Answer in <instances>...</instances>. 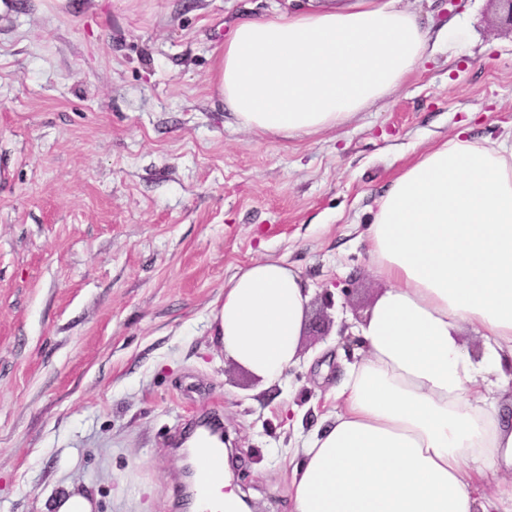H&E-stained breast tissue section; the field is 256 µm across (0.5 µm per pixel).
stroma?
<instances>
[{"label": "stroma", "instance_id": "1", "mask_svg": "<svg viewBox=\"0 0 512 512\" xmlns=\"http://www.w3.org/2000/svg\"><path fill=\"white\" fill-rule=\"evenodd\" d=\"M288 0H0V512H181L176 431L215 412L234 489L291 512L296 447L322 422L387 288L376 202L457 133H512V24L496 0H401L424 59L345 125L303 139L237 125L215 46ZM312 291L299 364L265 385L211 311L253 260Z\"/></svg>", "mask_w": 512, "mask_h": 512}]
</instances>
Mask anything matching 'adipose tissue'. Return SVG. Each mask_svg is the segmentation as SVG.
Instances as JSON below:
<instances>
[{
  "label": "adipose tissue",
  "mask_w": 512,
  "mask_h": 512,
  "mask_svg": "<svg viewBox=\"0 0 512 512\" xmlns=\"http://www.w3.org/2000/svg\"><path fill=\"white\" fill-rule=\"evenodd\" d=\"M399 0H307L238 23L213 88L238 124L298 139L346 124L423 60ZM388 284L362 351L303 441L292 512H512V139L454 136L391 182L367 238ZM311 295L284 261L235 273L212 312L225 352L267 384L299 362ZM484 340L473 357L461 330Z\"/></svg>",
  "instance_id": "1"
}]
</instances>
